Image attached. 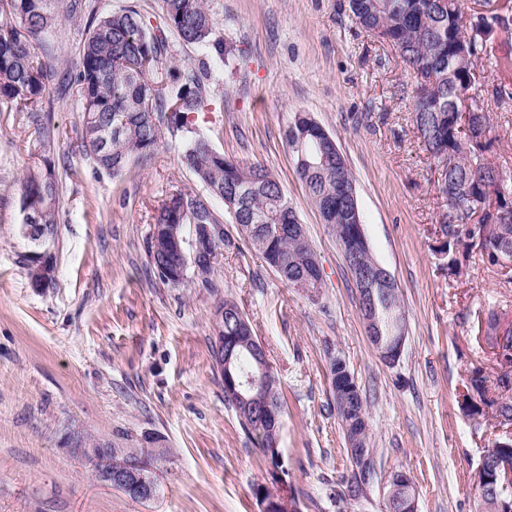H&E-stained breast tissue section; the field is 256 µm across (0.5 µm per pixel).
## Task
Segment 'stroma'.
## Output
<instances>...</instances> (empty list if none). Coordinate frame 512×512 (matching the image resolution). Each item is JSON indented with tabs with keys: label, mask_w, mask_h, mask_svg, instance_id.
<instances>
[{
	"label": "stroma",
	"mask_w": 512,
	"mask_h": 512,
	"mask_svg": "<svg viewBox=\"0 0 512 512\" xmlns=\"http://www.w3.org/2000/svg\"><path fill=\"white\" fill-rule=\"evenodd\" d=\"M236 60L213 95L220 112L198 125L228 157L268 167L304 224L323 268L313 300L282 283L242 243L214 264L211 291L172 287L149 271L146 238L163 194L201 185L181 162L177 137L155 157L112 178L83 153L75 89H60L79 60L85 19L63 22L46 57L50 156L59 209L45 246L56 273L34 287V246L21 233L19 180L38 158L23 112H0V512H259L252 487L268 466L224 400L215 366L213 313L234 299L264 344L284 397L279 451L301 512H384L388 483L402 471L416 485L418 512H476L475 475L486 448L504 436L492 416H465L457 394L473 370L501 373L489 313L512 323V267L470 251L459 275L442 267L438 172L414 128L412 76L391 46L358 29L347 0H208ZM492 58L477 66L490 116L489 162L512 169V100L495 102L493 57L512 56V33L495 32ZM310 113L335 139L355 178L370 247L398 283L408 335L399 362H382L364 333L358 293L334 235L294 174L285 130ZM344 359L370 404L374 475L364 497L339 501L349 477L343 433L327 379ZM161 436L159 490L139 503L98 482L65 453L75 433L111 446L114 437Z\"/></svg>",
	"instance_id": "stroma-1"
}]
</instances>
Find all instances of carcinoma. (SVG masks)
<instances>
[{
  "instance_id": "carcinoma-1",
  "label": "carcinoma",
  "mask_w": 512,
  "mask_h": 512,
  "mask_svg": "<svg viewBox=\"0 0 512 512\" xmlns=\"http://www.w3.org/2000/svg\"><path fill=\"white\" fill-rule=\"evenodd\" d=\"M162 24L147 23L134 0L115 11L98 13L93 0H0V110L25 112L38 133L34 151L44 166L29 169L19 184L21 207L38 206V226L43 234L56 232L58 181L55 164L47 153L54 131L44 122L42 112L50 102L47 66L38 51L52 47L61 18L86 15L80 61L75 73L63 81L76 88L82 104L83 137L81 147L96 163V171L114 177L123 173L133 159H146L162 143L163 131L180 134L182 163L194 173L209 195H198L191 206L187 192L172 191L155 209L153 223L179 224L182 235L191 238L192 227L210 221L211 198L220 199L239 226H252L242 234L244 240L288 285L307 269L312 248H303L284 233L261 239L258 221L265 224H293L296 212L281 190L275 175L261 165L247 164L224 155L197 132L195 117L212 102L211 87L220 81L224 70L233 65V54L216 33V21L205 0H161ZM368 12L367 20L383 28L382 41L392 46L402 63L414 69L423 61L434 71V80L420 79L400 88L412 104V121L422 125L433 140L424 146L429 158L442 163V157L455 162L448 172L452 184H473V195L485 193L473 183L475 173L490 174L498 167L487 161L490 144L467 143L459 129L460 111L470 108L481 114L485 126L490 118L477 88L468 86L469 68L488 55L496 30L512 28V0H484V11L465 18L461 0H354ZM184 44L194 45L200 57L194 64L172 62V45L167 33ZM353 182L349 167L336 166L329 154L319 172L304 182L319 211L336 203V193ZM448 221L443 226L464 220L472 214L470 201L460 204L446 198ZM333 234L350 260L359 264L375 261L350 232V225L333 220ZM158 280L180 286L162 268H173L180 258L172 251L148 254ZM405 316L400 297L380 300L379 318L383 332L394 325V314ZM237 358L230 367L235 380L258 374L249 350L236 347ZM477 402L492 408L494 417L512 415V394L489 397L488 378L477 370L466 382ZM242 429L252 437L269 466L270 475L281 472L279 480L288 484V471L273 453H268L269 434L255 426L245 413L236 412ZM160 443L161 437L145 432L135 446L117 441L112 447L118 459L129 462L142 452V440Z\"/></svg>"
}]
</instances>
